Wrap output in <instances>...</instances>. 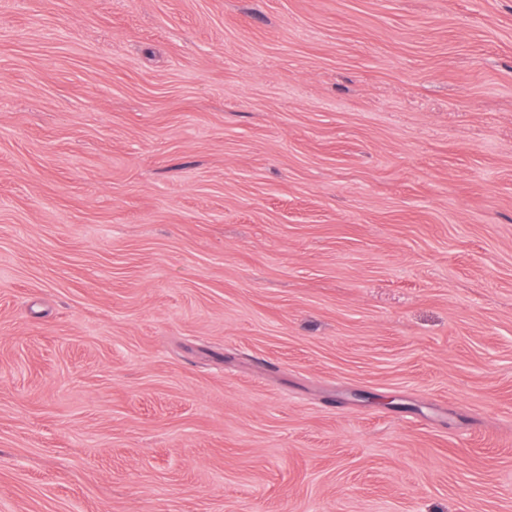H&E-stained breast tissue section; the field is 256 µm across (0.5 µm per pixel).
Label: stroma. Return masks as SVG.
Here are the masks:
<instances>
[{
    "label": "stroma",
    "instance_id": "stroma-1",
    "mask_svg": "<svg viewBox=\"0 0 512 512\" xmlns=\"http://www.w3.org/2000/svg\"><path fill=\"white\" fill-rule=\"evenodd\" d=\"M0 512H512V0H0Z\"/></svg>",
    "mask_w": 512,
    "mask_h": 512
}]
</instances>
